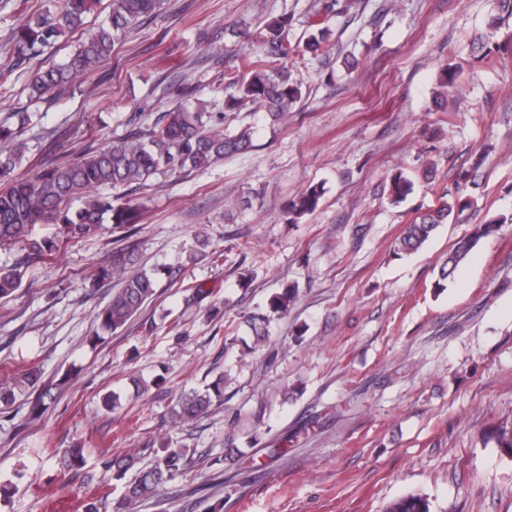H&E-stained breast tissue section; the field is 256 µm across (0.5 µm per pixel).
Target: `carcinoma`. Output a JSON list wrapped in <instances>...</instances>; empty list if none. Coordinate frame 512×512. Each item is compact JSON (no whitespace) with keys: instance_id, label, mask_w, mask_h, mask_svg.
<instances>
[{"instance_id":"obj_1","label":"carcinoma","mask_w":512,"mask_h":512,"mask_svg":"<svg viewBox=\"0 0 512 512\" xmlns=\"http://www.w3.org/2000/svg\"><path fill=\"white\" fill-rule=\"evenodd\" d=\"M96 0H45L42 10L31 15L14 35L18 61L48 46L68 32L79 29L84 18L92 11ZM162 0H111L109 23L90 34L86 41L65 63L53 65L34 73L29 79V97L35 100L57 96L67 91L79 75L96 70L112 56V51L139 21L155 14ZM291 20L283 16L265 25L259 34L261 48L244 51L239 65L224 73L226 87L234 94L224 100V111L207 112L180 103L172 111L163 112L145 126H131L126 134L104 149H88L77 161L43 170L36 176L23 179L13 177L22 164L25 146L18 143L7 153L0 152V244L23 243L22 261L0 267V299L21 288L25 276L23 267L60 251L54 237L40 240L25 238L29 226L51 218L62 225L68 240L82 239L98 230L108 215L112 230L119 231V240L125 241L135 234L139 212L132 207L115 206L109 198L89 195V191L103 185L114 188L133 183L144 187L154 176L176 172L190 165L201 168L221 160L226 155L242 153L252 146L253 131L247 128L233 134L224 133V124L240 107L252 101L262 103L274 122L288 113V108L301 100V83L291 78L287 62L290 57L304 51L314 58L324 55L331 30L322 27L309 35L305 49L290 38ZM413 191V183L403 174L393 176L390 183V201L400 204ZM84 196L80 208L72 210L67 203L76 196ZM322 197V190L312 186L288 201V223L295 224L306 214L314 212ZM471 201L458 193H446V199L435 209L421 215L410 224L397 243V251L410 253L419 249L439 224L453 215L463 216ZM502 221L489 220L474 224L470 234L456 243L441 266L435 287L441 288L464 263L478 243L498 232ZM209 240L199 235L191 260L201 257L218 262L221 255L207 252ZM135 264L134 250L125 246L112 256V263L101 266L85 279L84 285L92 290L116 279L120 287L112 293L109 304L95 317V338L123 328L142 307L156 295L157 275L170 273L161 267L152 272H130ZM298 290L288 288L271 299L273 311L284 313L296 299ZM224 395V377L213 381L207 390L180 398L177 417L187 423L206 413L213 402ZM191 449H162L154 464L138 473L126 485L124 496L115 512H136L138 506L153 497L156 490L180 478L191 462ZM387 512H429L426 499L419 495L401 497L390 504Z\"/></svg>"}]
</instances>
